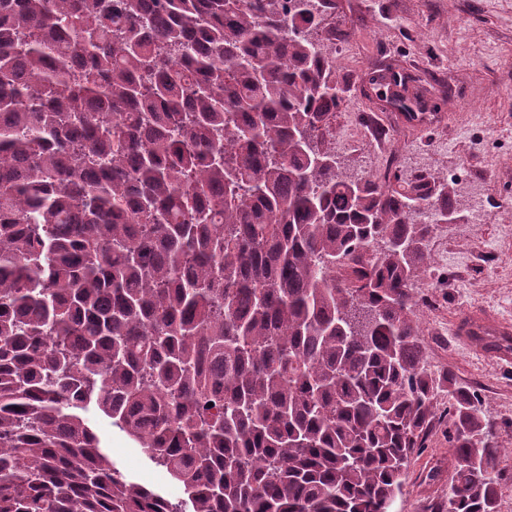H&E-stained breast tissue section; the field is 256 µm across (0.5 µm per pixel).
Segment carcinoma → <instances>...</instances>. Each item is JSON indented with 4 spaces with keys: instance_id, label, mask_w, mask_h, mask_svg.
Here are the masks:
<instances>
[{
    "instance_id": "1",
    "label": "carcinoma",
    "mask_w": 512,
    "mask_h": 512,
    "mask_svg": "<svg viewBox=\"0 0 512 512\" xmlns=\"http://www.w3.org/2000/svg\"><path fill=\"white\" fill-rule=\"evenodd\" d=\"M337 7L0 0V512H392L441 395L443 510L498 512L512 450L414 313L461 188L343 170ZM87 417L93 422L102 445L108 448L117 466L125 473L134 476L137 481L151 485L173 496V491L180 488L160 468L152 464L138 452L135 441L124 431L112 426V419L96 407H91Z\"/></svg>"
}]
</instances>
